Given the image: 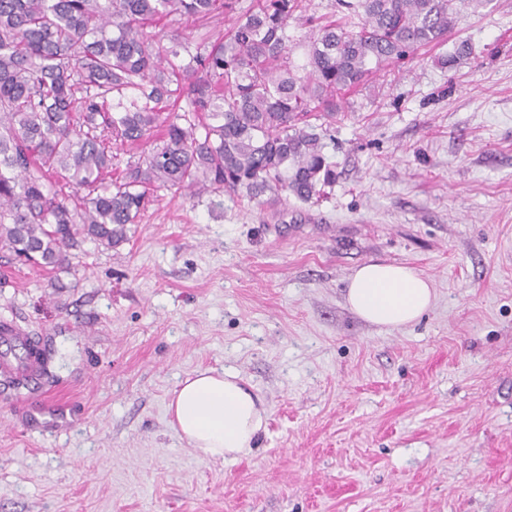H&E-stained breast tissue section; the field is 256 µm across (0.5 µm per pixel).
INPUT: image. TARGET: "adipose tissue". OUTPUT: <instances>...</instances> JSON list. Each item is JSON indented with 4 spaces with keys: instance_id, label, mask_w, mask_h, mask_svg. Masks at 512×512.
<instances>
[{
    "instance_id": "1",
    "label": "adipose tissue",
    "mask_w": 512,
    "mask_h": 512,
    "mask_svg": "<svg viewBox=\"0 0 512 512\" xmlns=\"http://www.w3.org/2000/svg\"><path fill=\"white\" fill-rule=\"evenodd\" d=\"M434 301L432 282L405 265L370 261L348 278L349 309L390 330L412 324ZM167 411L177 434L196 455L227 462L252 450L267 420L262 399L237 374L213 369L181 382Z\"/></svg>"
}]
</instances>
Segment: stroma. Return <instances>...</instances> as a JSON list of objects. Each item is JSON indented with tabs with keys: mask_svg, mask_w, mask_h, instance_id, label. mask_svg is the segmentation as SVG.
<instances>
[{
	"mask_svg": "<svg viewBox=\"0 0 512 512\" xmlns=\"http://www.w3.org/2000/svg\"><path fill=\"white\" fill-rule=\"evenodd\" d=\"M455 37L459 71L423 49L345 93L323 201L161 189L67 268L0 252V322L42 357L37 382L0 375V512H512V0ZM372 260L428 277L432 308L358 318ZM206 368L268 412L231 463L169 423ZM472 55L471 47L464 41L455 42L451 50L441 53L437 57V64L442 69H448V71H457L467 61L470 60Z\"/></svg>",
	"mask_w": 512,
	"mask_h": 512,
	"instance_id": "35a3bbf8",
	"label": "stroma"
}]
</instances>
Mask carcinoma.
Returning <instances> with one entry per match:
<instances>
[{"mask_svg": "<svg viewBox=\"0 0 512 512\" xmlns=\"http://www.w3.org/2000/svg\"><path fill=\"white\" fill-rule=\"evenodd\" d=\"M310 2L0 0V249L61 268L87 239L125 240L160 189L321 198L336 163L319 121L344 118L338 95L490 0H334L329 16ZM471 55L456 42L437 64ZM118 145L141 152L122 168Z\"/></svg>", "mask_w": 512, "mask_h": 512, "instance_id": "cac0c4a2", "label": "carcinoma"}]
</instances>
